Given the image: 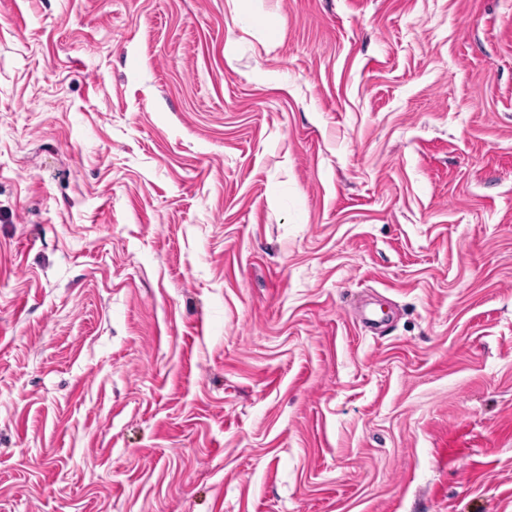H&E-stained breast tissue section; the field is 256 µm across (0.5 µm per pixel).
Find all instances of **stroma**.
Returning a JSON list of instances; mask_svg holds the SVG:
<instances>
[{
  "mask_svg": "<svg viewBox=\"0 0 512 512\" xmlns=\"http://www.w3.org/2000/svg\"><path fill=\"white\" fill-rule=\"evenodd\" d=\"M0 512H512V0H0Z\"/></svg>",
  "mask_w": 512,
  "mask_h": 512,
  "instance_id": "obj_1",
  "label": "stroma"
}]
</instances>
